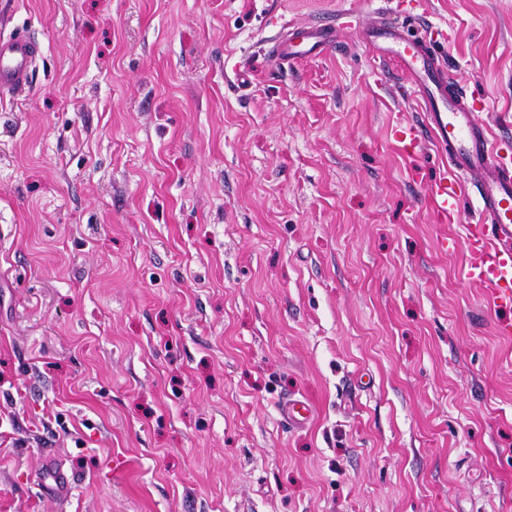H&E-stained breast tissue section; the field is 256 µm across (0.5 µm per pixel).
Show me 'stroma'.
I'll return each instance as SVG.
<instances>
[{
	"instance_id": "obj_1",
	"label": "stroma",
	"mask_w": 512,
	"mask_h": 512,
	"mask_svg": "<svg viewBox=\"0 0 512 512\" xmlns=\"http://www.w3.org/2000/svg\"><path fill=\"white\" fill-rule=\"evenodd\" d=\"M393 3L512 156V0ZM374 19L0 0L41 45L0 97V512H512V309L435 214L444 157L395 135L425 116ZM333 39L334 33L328 29L307 28L298 32L292 31L273 45L272 52L282 61L287 62L299 54L324 49L333 42ZM278 410L281 417L294 428L302 427L309 420L310 409L301 400L287 399L282 401Z\"/></svg>"
}]
</instances>
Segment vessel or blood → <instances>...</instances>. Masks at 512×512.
Segmentation results:
<instances>
[{"instance_id": "obj_1", "label": "vessel or blood", "mask_w": 512, "mask_h": 512, "mask_svg": "<svg viewBox=\"0 0 512 512\" xmlns=\"http://www.w3.org/2000/svg\"><path fill=\"white\" fill-rule=\"evenodd\" d=\"M380 21L362 38L365 46L380 57L394 58L408 74L414 98L425 112L428 130L448 162L443 177L432 187L437 214L451 221L472 209L475 221L460 227L467 244L464 274L487 288L493 304L512 307V158L503 156L487 124L471 110L466 92L448 77L445 56L432 44L406 39L401 26L384 20V7H377ZM328 29L290 32L273 47L281 60L311 53L331 44ZM40 46L18 32L0 36V95L18 96L29 86L32 65ZM292 427H302L310 410L300 400L288 399L278 407Z\"/></svg>"}]
</instances>
